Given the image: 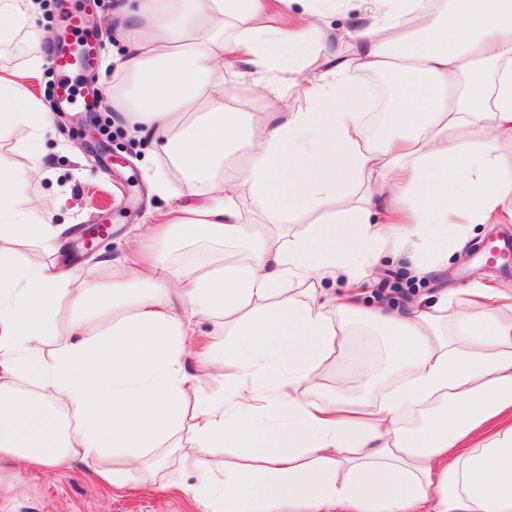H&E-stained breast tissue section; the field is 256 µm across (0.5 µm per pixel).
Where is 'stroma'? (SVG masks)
Wrapping results in <instances>:
<instances>
[{
    "mask_svg": "<svg viewBox=\"0 0 512 512\" xmlns=\"http://www.w3.org/2000/svg\"><path fill=\"white\" fill-rule=\"evenodd\" d=\"M362 0H345L335 11L325 12L319 23L329 28L334 39L327 51L301 58L297 66L305 78L316 77L326 69L330 52L336 51L337 34L357 32L365 25ZM48 43L37 41L28 29L0 44V69L23 70L34 57L45 60L41 70L27 80V88L50 112L53 130L32 137L29 130L17 128L0 134V161L22 162L17 151L20 142H29L41 155L44 169L39 178L37 205L49 223L64 231L44 251L47 261L66 268L95 266L102 252L113 254L148 247L145 234L167 201L150 183L160 160L150 137H136L124 128L112 90L119 76L106 64L88 72L87 81L104 102L101 112L63 115L54 106L52 89L56 74L48 64ZM106 222L109 236L94 243V252L76 258L72 246L80 237L81 226ZM448 254H423L429 270L420 274L407 259L386 252L375 261L364 263L360 272L367 300L381 304L379 290L391 287L389 307L408 308L441 290L457 292L476 284L512 289V260L487 261L478 250L491 240H512V223L477 224L466 235L449 231ZM171 268L184 276L193 266L212 264L223 250L209 243L168 247ZM390 358L389 340L383 331L367 321H352L335 359L319 373L318 396L339 398L352 403L375 402L394 380L385 378ZM118 467L126 472V484L116 488L89 480V466ZM195 481L193 470L185 466L175 449L150 448L141 460L130 462L104 452L93 464L75 462L65 472L51 468L34 472L12 464L0 465V512H203V506L188 497L184 488Z\"/></svg>",
    "mask_w": 512,
    "mask_h": 512,
    "instance_id": "stroma-1",
    "label": "stroma"
}]
</instances>
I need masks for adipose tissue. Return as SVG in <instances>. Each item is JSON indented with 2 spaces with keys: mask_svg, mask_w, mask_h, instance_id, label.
Masks as SVG:
<instances>
[{
  "mask_svg": "<svg viewBox=\"0 0 512 512\" xmlns=\"http://www.w3.org/2000/svg\"><path fill=\"white\" fill-rule=\"evenodd\" d=\"M293 3L118 6L127 47L111 61L132 82L130 93L115 94L120 117L154 138L165 163L154 172L169 200L156 236L247 241L251 254L184 276L176 288L165 249L101 254L100 266L124 273L109 284L89 269L0 259V460L65 469L108 448L136 459L177 431L181 458L198 477L187 493L206 512L330 504L512 512V427L485 431L512 411V290L470 289L464 309L445 292L405 310L354 301L360 263L384 250L424 273L419 253L444 242L447 226L512 223V152L497 148L512 138V0H365L364 29L309 81L295 61L325 46L320 7H306L290 28L268 21ZM40 66L36 58L26 70H0V130L47 131L49 115L26 88ZM372 74L396 80L400 134L364 131ZM244 78L280 98L295 94L309 109L252 119L228 104L230 84ZM42 167L38 156L24 167L0 164V238L59 235L29 193ZM248 210L312 230L288 241L246 220ZM338 272L344 295L318 293L320 279ZM65 293L72 325L46 361L35 349L53 335ZM126 305L131 314H122ZM195 316L231 325L223 358L204 375L185 364ZM358 317L393 339L389 374L399 384L372 409L312 396L318 368ZM228 363L235 378L223 372ZM21 379L36 396L17 391ZM417 408L419 422L402 421ZM202 445L238 449L243 462L215 479L195 454Z\"/></svg>",
  "mask_w": 512,
  "mask_h": 512,
  "instance_id": "1",
  "label": "adipose tissue"
}]
</instances>
